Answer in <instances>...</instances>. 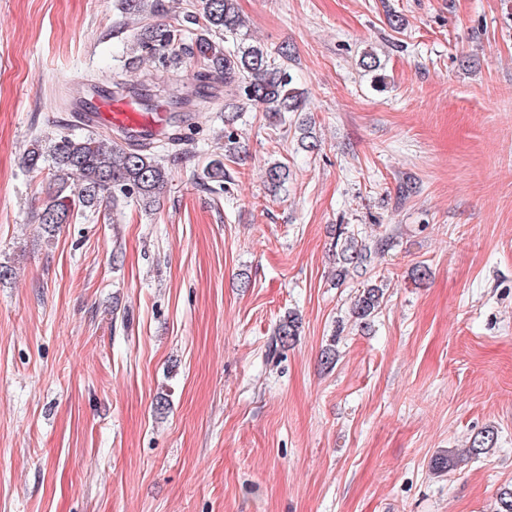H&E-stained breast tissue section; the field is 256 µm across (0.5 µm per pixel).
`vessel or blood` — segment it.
Listing matches in <instances>:
<instances>
[{
	"label": "vessel or blood",
	"instance_id": "vessel-or-blood-1",
	"mask_svg": "<svg viewBox=\"0 0 512 512\" xmlns=\"http://www.w3.org/2000/svg\"><path fill=\"white\" fill-rule=\"evenodd\" d=\"M85 126L115 128L136 135H156L163 131L167 114L162 108L143 112L134 102L107 97L99 101L96 109L82 116Z\"/></svg>",
	"mask_w": 512,
	"mask_h": 512
}]
</instances>
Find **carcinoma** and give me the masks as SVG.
Segmentation results:
<instances>
[{
	"instance_id": "1",
	"label": "carcinoma",
	"mask_w": 512,
	"mask_h": 512,
	"mask_svg": "<svg viewBox=\"0 0 512 512\" xmlns=\"http://www.w3.org/2000/svg\"><path fill=\"white\" fill-rule=\"evenodd\" d=\"M117 9L125 15L139 17L162 12L163 4L162 0H117ZM187 19L200 26V32L188 43L179 29L163 24L144 28L137 35L135 46L148 56H161L165 74L138 87L117 79L112 82V94H135L143 99L171 97L173 85L178 82L179 66L188 58L203 64L197 80L235 85L238 96L261 108L273 123H284L288 113L304 110L305 98L295 87L292 74L277 64L262 45L224 48V39L237 36L244 28L236 0H199V14L189 15ZM236 120V111L224 114L225 152L235 159L239 158L233 129ZM24 164L31 170L46 165L54 172L53 189L37 214L38 222L49 235L70 223L75 211L95 210L109 198L115 205L133 197L140 208L150 211L169 182V172L151 143L122 146L96 132L80 137L72 134L37 137L27 149ZM225 179L224 157L212 159L203 171V184L221 186ZM265 179L271 191L280 190L288 180V167L280 162L271 163L265 170ZM337 238L344 239L340 252L336 253L341 263L336 269V280L340 281L349 274V269L363 267L372 249L342 226L338 228ZM382 295V289L375 285L364 288L353 306L355 318L360 321L370 318L381 306ZM298 329V317L288 314L274 330L269 354L274 356L279 348L288 345L298 335ZM494 444V431H481L471 439L467 453L476 456Z\"/></svg>"
}]
</instances>
